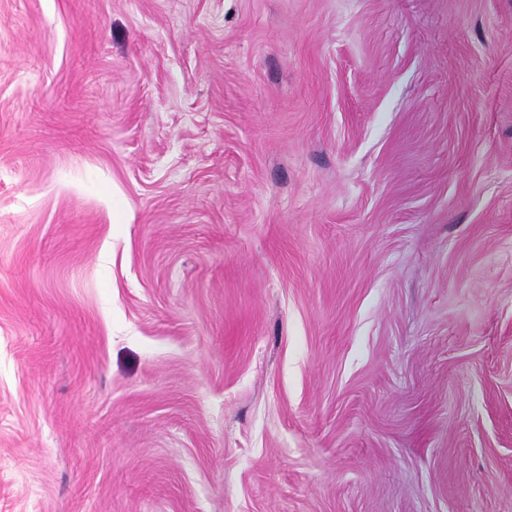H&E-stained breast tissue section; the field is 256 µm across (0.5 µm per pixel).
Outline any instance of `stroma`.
<instances>
[{
    "mask_svg": "<svg viewBox=\"0 0 512 512\" xmlns=\"http://www.w3.org/2000/svg\"><path fill=\"white\" fill-rule=\"evenodd\" d=\"M0 512H512V0H0Z\"/></svg>",
    "mask_w": 512,
    "mask_h": 512,
    "instance_id": "35a3bbf8",
    "label": "stroma"
}]
</instances>
